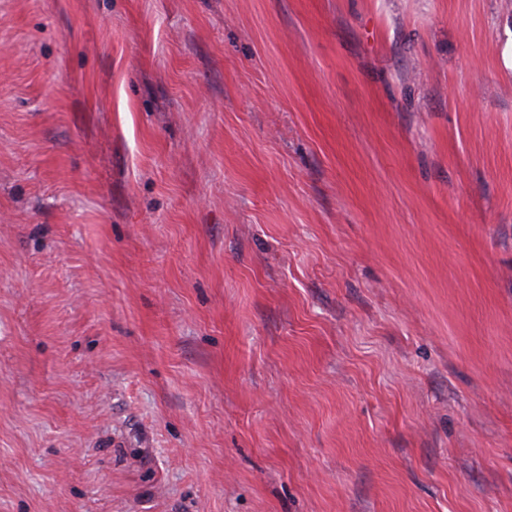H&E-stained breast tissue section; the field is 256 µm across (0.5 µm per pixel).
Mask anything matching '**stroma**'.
I'll return each mask as SVG.
<instances>
[{
  "label": "stroma",
  "mask_w": 512,
  "mask_h": 512,
  "mask_svg": "<svg viewBox=\"0 0 512 512\" xmlns=\"http://www.w3.org/2000/svg\"><path fill=\"white\" fill-rule=\"evenodd\" d=\"M512 0H0V512H512Z\"/></svg>",
  "instance_id": "35a3bbf8"
}]
</instances>
